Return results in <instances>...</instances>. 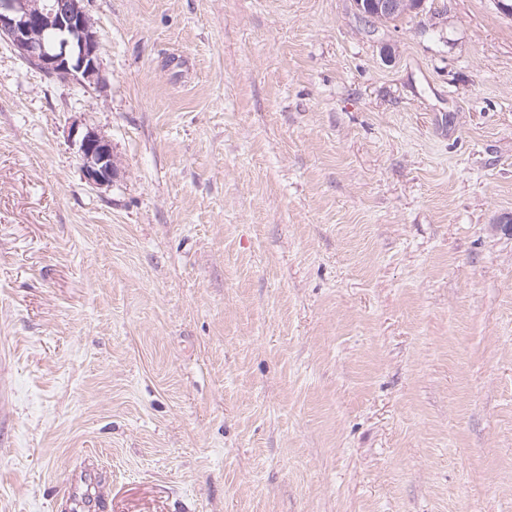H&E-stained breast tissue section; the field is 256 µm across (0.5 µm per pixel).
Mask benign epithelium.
<instances>
[{"label": "benign epithelium", "mask_w": 512, "mask_h": 512, "mask_svg": "<svg viewBox=\"0 0 512 512\" xmlns=\"http://www.w3.org/2000/svg\"><path fill=\"white\" fill-rule=\"evenodd\" d=\"M404 0H355L362 14L376 20L398 10ZM84 9L78 0H47L42 10L31 8L30 0H0V37L31 67L66 82L90 78L97 70L98 40L83 22ZM51 32L48 39L35 41L32 31ZM78 153L85 181L92 187L112 183L117 170L112 145L88 131L79 141Z\"/></svg>", "instance_id": "benign-epithelium-1"}]
</instances>
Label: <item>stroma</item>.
Wrapping results in <instances>:
<instances>
[{
    "label": "stroma",
    "instance_id": "stroma-1",
    "mask_svg": "<svg viewBox=\"0 0 512 512\" xmlns=\"http://www.w3.org/2000/svg\"><path fill=\"white\" fill-rule=\"evenodd\" d=\"M81 5L0 40V512H512V15ZM46 1L41 11L32 9L29 0H1L0 37L49 79H89L97 70L98 40L84 26V9L78 0ZM37 30L64 37L34 41L32 31L36 39L42 35ZM78 153L85 181L92 187L112 183L117 170L112 161V145L88 131L79 141Z\"/></svg>",
    "mask_w": 512,
    "mask_h": 512
}]
</instances>
